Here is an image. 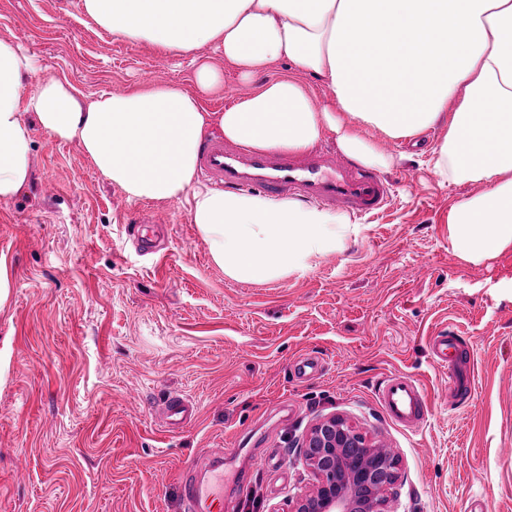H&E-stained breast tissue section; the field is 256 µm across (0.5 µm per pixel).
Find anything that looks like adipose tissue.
<instances>
[{
  "instance_id": "ef3b65f1",
  "label": "adipose tissue",
  "mask_w": 512,
  "mask_h": 512,
  "mask_svg": "<svg viewBox=\"0 0 512 512\" xmlns=\"http://www.w3.org/2000/svg\"><path fill=\"white\" fill-rule=\"evenodd\" d=\"M112 36L166 53L206 46L252 91L218 110L206 95L224 74L199 64L195 90L150 81L89 100L46 74L38 57L0 40V199L31 179L32 134L79 143L102 178L134 201L186 205L212 262L237 282L309 271L361 228L349 216L295 200L197 181L211 132L250 149L303 152L324 132L357 164L389 168L383 140L447 134L426 164L445 183L481 192L448 210V242L479 262L512 246V0H80ZM285 61L280 76L269 69ZM333 99L315 103L305 77ZM381 132L382 141L367 130Z\"/></svg>"
}]
</instances>
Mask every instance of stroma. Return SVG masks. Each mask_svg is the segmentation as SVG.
Masks as SVG:
<instances>
[{
	"label": "stroma",
	"instance_id": "1",
	"mask_svg": "<svg viewBox=\"0 0 512 512\" xmlns=\"http://www.w3.org/2000/svg\"><path fill=\"white\" fill-rule=\"evenodd\" d=\"M79 0H0V39L29 48L86 97L151 81L190 87L186 55L113 37ZM388 207L342 252L267 284L238 283L175 203L129 200L75 142L35 131L31 183L0 200V512H182L180 474L224 456V512H284L311 481L292 445L342 414L401 460L392 512H512V247L472 263L448 209L480 192L442 183L394 143ZM166 219L139 256L131 224ZM456 337L470 396L452 393L432 337ZM324 370L296 381L294 364ZM403 372L429 397L422 430L387 419L378 381ZM198 407L184 429L168 396ZM281 458L280 468H259ZM195 413L196 406L193 400L175 395L164 402L161 419L166 428L176 431L191 420Z\"/></svg>",
	"mask_w": 512,
	"mask_h": 512
}]
</instances>
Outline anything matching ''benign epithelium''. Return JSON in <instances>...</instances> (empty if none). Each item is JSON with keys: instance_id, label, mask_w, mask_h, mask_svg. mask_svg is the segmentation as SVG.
Returning a JSON list of instances; mask_svg holds the SVG:
<instances>
[{"instance_id": "benign-epithelium-1", "label": "benign epithelium", "mask_w": 512, "mask_h": 512, "mask_svg": "<svg viewBox=\"0 0 512 512\" xmlns=\"http://www.w3.org/2000/svg\"><path fill=\"white\" fill-rule=\"evenodd\" d=\"M302 447L314 483L288 502L289 512H387L389 494L399 479L398 455L374 458L378 444L339 414L313 424ZM348 448L366 452L349 455Z\"/></svg>"}]
</instances>
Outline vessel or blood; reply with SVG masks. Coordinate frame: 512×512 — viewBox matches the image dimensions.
<instances>
[{
	"label": "vessel or blood",
	"instance_id": "obj_1",
	"mask_svg": "<svg viewBox=\"0 0 512 512\" xmlns=\"http://www.w3.org/2000/svg\"><path fill=\"white\" fill-rule=\"evenodd\" d=\"M199 171L205 179L226 189L258 191L270 196L316 201L332 208L371 214L391 199L385 177L351 164L338 163L331 154L315 151L300 155L264 152L222 140L206 141ZM434 359L448 368V386L456 394L471 395L468 366L455 361L456 341L436 336L430 346ZM377 395L386 415L402 426L419 429L428 413L427 397L417 380L398 373L385 377ZM196 413L193 400L169 397L161 419L169 430L180 429ZM222 459L199 455L181 475L183 512H214L224 495L218 478Z\"/></svg>",
	"mask_w": 512,
	"mask_h": 512
}]
</instances>
